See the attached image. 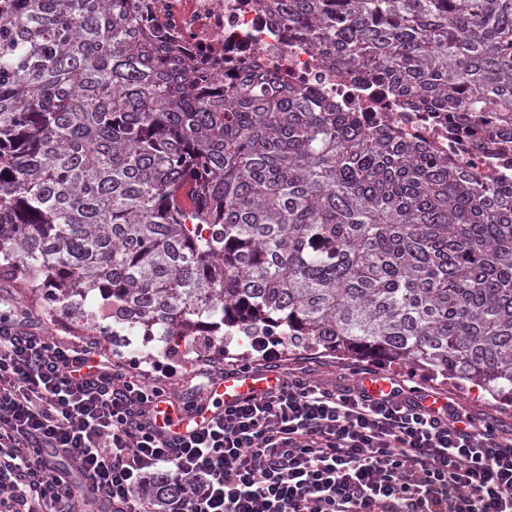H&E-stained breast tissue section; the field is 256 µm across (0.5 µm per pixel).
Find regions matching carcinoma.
<instances>
[{"mask_svg":"<svg viewBox=\"0 0 512 512\" xmlns=\"http://www.w3.org/2000/svg\"><path fill=\"white\" fill-rule=\"evenodd\" d=\"M259 2L342 77L512 141V0ZM170 44L132 0H0V279L100 336L262 331L512 403V176Z\"/></svg>","mask_w":512,"mask_h":512,"instance_id":"1","label":"carcinoma"}]
</instances>
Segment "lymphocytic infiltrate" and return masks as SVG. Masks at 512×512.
<instances>
[{"instance_id":"f902f5d3","label":"lymphocytic infiltrate","mask_w":512,"mask_h":512,"mask_svg":"<svg viewBox=\"0 0 512 512\" xmlns=\"http://www.w3.org/2000/svg\"><path fill=\"white\" fill-rule=\"evenodd\" d=\"M24 320L0 309V512H512V438L455 404L425 406L404 377L374 397L284 375L171 440L157 405L189 417L202 402L170 391L180 348L147 378L136 359ZM250 346L199 377L276 370L273 337ZM157 475L182 487L159 505L142 493Z\"/></svg>"}]
</instances>
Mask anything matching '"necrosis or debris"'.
Here are the masks:
<instances>
[{"mask_svg": "<svg viewBox=\"0 0 512 512\" xmlns=\"http://www.w3.org/2000/svg\"><path fill=\"white\" fill-rule=\"evenodd\" d=\"M144 26L163 25L187 62L208 61L225 83L260 65L265 71L336 99L370 128L386 125L406 139L460 162L472 176L487 169L484 151L464 131L448 129L444 112L406 111L380 86L362 89L342 80L322 58L315 42L294 39L287 26L274 24L258 0H136Z\"/></svg>", "mask_w": 512, "mask_h": 512, "instance_id": "obj_1", "label": "necrosis or debris"}]
</instances>
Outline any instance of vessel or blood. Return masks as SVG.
I'll return each mask as SVG.
<instances>
[{
    "label": "vessel or blood",
    "instance_id": "obj_1",
    "mask_svg": "<svg viewBox=\"0 0 512 512\" xmlns=\"http://www.w3.org/2000/svg\"><path fill=\"white\" fill-rule=\"evenodd\" d=\"M276 382L275 376L268 374H236L225 377L217 386L213 387L206 396L202 410L195 414L193 419H186L173 411H165L159 416L157 423L171 433L183 434L193 424H200L209 420L218 407L237 402L249 396H260L268 387Z\"/></svg>",
    "mask_w": 512,
    "mask_h": 512
}]
</instances>
